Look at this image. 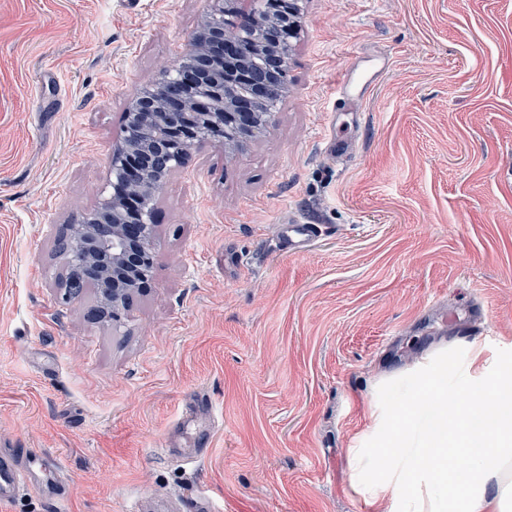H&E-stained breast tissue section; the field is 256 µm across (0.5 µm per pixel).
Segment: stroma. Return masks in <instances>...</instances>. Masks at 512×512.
I'll return each instance as SVG.
<instances>
[{"instance_id":"obj_1","label":"stroma","mask_w":512,"mask_h":512,"mask_svg":"<svg viewBox=\"0 0 512 512\" xmlns=\"http://www.w3.org/2000/svg\"><path fill=\"white\" fill-rule=\"evenodd\" d=\"M300 7L268 131L170 176L113 328L64 299L56 238L208 2L0 0V457L52 485L0 512H365L349 451L415 364L512 362V0ZM294 222L322 229L296 254Z\"/></svg>"}]
</instances>
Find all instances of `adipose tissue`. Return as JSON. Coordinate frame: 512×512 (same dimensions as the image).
<instances>
[{"instance_id":"ef3b65f1","label":"adipose tissue","mask_w":512,"mask_h":512,"mask_svg":"<svg viewBox=\"0 0 512 512\" xmlns=\"http://www.w3.org/2000/svg\"><path fill=\"white\" fill-rule=\"evenodd\" d=\"M417 421L409 428L407 419ZM374 448L350 451V488L387 512H512V363L448 382L439 355L387 409Z\"/></svg>"}]
</instances>
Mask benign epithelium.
Returning <instances> with one entry per match:
<instances>
[{
	"label": "benign epithelium",
	"mask_w": 512,
	"mask_h": 512,
	"mask_svg": "<svg viewBox=\"0 0 512 512\" xmlns=\"http://www.w3.org/2000/svg\"><path fill=\"white\" fill-rule=\"evenodd\" d=\"M210 10L174 66L126 101L122 137L112 145V193L58 236L69 297L85 285L97 299L85 317L116 325L157 260L153 204L191 150L218 143L234 152L267 132L271 109L288 96L287 72L299 35L300 0H261L239 24L233 0Z\"/></svg>",
	"instance_id": "benign-epithelium-1"
}]
</instances>
